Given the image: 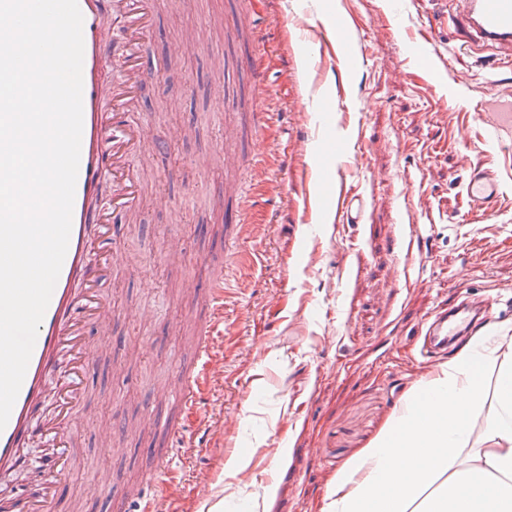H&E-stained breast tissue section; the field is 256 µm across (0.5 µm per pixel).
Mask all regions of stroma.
Wrapping results in <instances>:
<instances>
[{"label":"stroma","instance_id":"1","mask_svg":"<svg viewBox=\"0 0 512 512\" xmlns=\"http://www.w3.org/2000/svg\"><path fill=\"white\" fill-rule=\"evenodd\" d=\"M227 9L228 0H165L142 41L149 77L135 117L154 179L118 230L128 263L105 288L110 338L90 337L101 354L87 375L80 458L55 512H112L153 464L157 437L143 419L179 414L157 391L193 363L188 325L223 264L228 192L240 177L224 157L240 151L231 131L241 109L212 95L215 54L231 70L242 52L228 41ZM344 15L356 22V53L317 42L292 52ZM255 17L273 115L261 132L267 174L249 193L254 235L224 269V374L198 410L210 438L191 454L169 449L179 482L169 512H240L243 501L252 512H322L330 477L435 371L412 357L426 316L467 294L491 296L492 323L512 327V181L501 209L483 216L468 214L462 195L468 165L503 163L480 119L492 101L512 103L500 50L460 51L467 28L440 22L430 0H257ZM202 24L209 45L185 48ZM175 127L185 135L169 138ZM340 179L366 201L360 223L333 221ZM170 241L184 249L181 264L161 258ZM105 435L118 451L101 452Z\"/></svg>","mask_w":512,"mask_h":512}]
</instances>
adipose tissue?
<instances>
[{
	"label": "adipose tissue",
	"mask_w": 512,
	"mask_h": 512,
	"mask_svg": "<svg viewBox=\"0 0 512 512\" xmlns=\"http://www.w3.org/2000/svg\"><path fill=\"white\" fill-rule=\"evenodd\" d=\"M479 339L420 381L376 439L330 480L324 512H512V336L494 350L497 365L490 410L473 370ZM433 394L422 403L420 392ZM481 444L469 448L473 427ZM469 448L467 458L458 451Z\"/></svg>",
	"instance_id": "ef3b65f1"
}]
</instances>
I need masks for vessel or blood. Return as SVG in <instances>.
Returning a JSON list of instances; mask_svg holds the SVG:
<instances>
[{"instance_id": "b4317fda", "label": "vessel or blood", "mask_w": 512, "mask_h": 512, "mask_svg": "<svg viewBox=\"0 0 512 512\" xmlns=\"http://www.w3.org/2000/svg\"><path fill=\"white\" fill-rule=\"evenodd\" d=\"M452 15L462 18L473 34L475 43L497 46L507 51L504 66L512 65V0H450ZM115 0H78L83 16V129L81 153L72 214V227L65 259L53 289L50 302L39 326L27 371L4 429L0 430V465L12 462L25 441L29 414L33 405L46 393L50 374V358L57 351L70 353L74 365L69 375L57 384L54 398L58 413L53 420L42 423L41 431L57 441L58 451L50 460V469L43 478L39 494L27 500L26 512H53L61 491L60 475L72 469L75 439L78 434L79 407L87 393V371L94 362L95 350L88 339L89 327L107 329L112 321V309L106 301L103 286L111 280L122 263V254L113 237L115 216L131 217L138 195L147 176L135 160L140 155L144 129L133 118L130 105L146 80L139 62L141 40L153 28L157 0H126L122 21L127 32V59L120 80L112 88V120L104 122L101 112V74L107 63L108 50L100 38L101 17L114 6ZM234 30L260 43L262 37L249 9H238L232 15ZM263 56L251 53L240 63L253 88L264 80ZM267 113L253 112L247 124L238 127L235 136L245 143L250 158L251 173L261 169L262 155L256 145ZM111 177L116 187L109 209L92 208L100 183ZM464 192L470 213L494 211L501 200L500 181L495 170L471 165L467 168ZM237 205L227 221L233 238L245 240L251 227L243 218V193H236ZM365 203L360 195L340 187L332 207L335 223H360ZM101 229L99 252H92L87 229ZM87 285L85 294L74 290L75 280ZM491 303L479 309L458 306L455 311H436L426 322L421 354L438 355L462 335L471 323L489 319ZM224 275L212 274L202 315L193 325V338L188 346L195 359L193 368L176 373V402L186 410H196L209 383L223 372L217 344L224 334ZM130 512H164L165 497L140 490H126Z\"/></svg>"}]
</instances>
